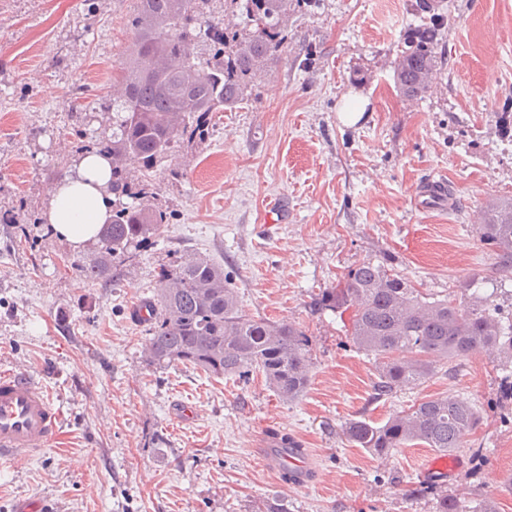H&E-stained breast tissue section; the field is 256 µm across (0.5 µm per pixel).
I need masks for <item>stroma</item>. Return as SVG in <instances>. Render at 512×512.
Returning <instances> with one entry per match:
<instances>
[{
	"label": "stroma",
	"mask_w": 512,
	"mask_h": 512,
	"mask_svg": "<svg viewBox=\"0 0 512 512\" xmlns=\"http://www.w3.org/2000/svg\"><path fill=\"white\" fill-rule=\"evenodd\" d=\"M296 0L281 52L258 70L235 109L212 116L203 141L164 158L156 202L168 214L134 260L107 282L44 221L52 184L111 135L112 100L133 39L136 0H0V371L34 372L62 415L57 444L0 459V512L19 497L53 512H432L434 497L490 498L512 512V400L499 384L512 359L476 352L375 398L373 356L357 350L323 290L364 261L392 266L424 293L464 299L512 294V269L478 235L486 202L512 198V0H447L436 53L439 85L410 100L393 63L421 18L416 0ZM367 99L343 125L349 91ZM443 179L460 200L421 212L412 197ZM280 201L288 221L270 224ZM179 254L220 264L241 310L286 320L311 339L309 381L281 401L261 372L215 377L189 365L149 367L147 324L130 317L156 298L158 271ZM454 395L482 420L457 449L452 477L419 476L432 450L385 459L342 427L384 424L418 402ZM194 417L175 418L182 402ZM312 455L302 489L264 469L253 450L269 430Z\"/></svg>",
	"instance_id": "obj_1"
}]
</instances>
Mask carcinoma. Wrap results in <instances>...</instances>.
Wrapping results in <instances>:
<instances>
[{
  "mask_svg": "<svg viewBox=\"0 0 512 512\" xmlns=\"http://www.w3.org/2000/svg\"><path fill=\"white\" fill-rule=\"evenodd\" d=\"M243 25L213 15L211 0H137L134 39L121 63V94L112 99V138L99 146L112 154V219L95 256L82 265L98 280L134 257L132 249L155 236L166 211L155 204L152 173L180 143L205 137L212 113L232 110L245 96L253 72L267 66L284 43L291 0H232ZM424 22L405 38L393 80L405 97L430 89L437 71L436 32L446 24L444 0H418ZM139 172L135 179L128 169ZM479 237L512 269V201L493 199L484 210ZM165 288L150 306L147 357L166 369L190 365L207 374L246 379L261 372L283 401L298 398L309 377L310 338L298 326L249 316L238 306L224 268L186 254L159 269ZM320 310L351 312V340L379 360L375 394L392 395L435 371V359L460 360L478 352L512 358V316L489 300H429L393 269L364 261L336 287L322 292ZM480 422L477 410L452 395L415 404L376 425L364 418L345 423L347 440L384 459L410 443L441 452L461 447ZM434 512H496L446 494Z\"/></svg>",
  "mask_w": 512,
  "mask_h": 512,
  "instance_id": "carcinoma-1",
  "label": "carcinoma"
}]
</instances>
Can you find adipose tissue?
<instances>
[{"instance_id": "obj_1", "label": "adipose tissue", "mask_w": 512, "mask_h": 512, "mask_svg": "<svg viewBox=\"0 0 512 512\" xmlns=\"http://www.w3.org/2000/svg\"><path fill=\"white\" fill-rule=\"evenodd\" d=\"M112 200L111 159L91 150L51 187L45 219L54 235L79 249L98 239L112 217Z\"/></svg>"}]
</instances>
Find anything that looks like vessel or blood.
I'll return each instance as SVG.
<instances>
[{"instance_id":"b4317fda","label":"vessel or blood","mask_w":512,"mask_h":512,"mask_svg":"<svg viewBox=\"0 0 512 512\" xmlns=\"http://www.w3.org/2000/svg\"><path fill=\"white\" fill-rule=\"evenodd\" d=\"M450 198L444 180H431L416 192L413 204L420 210L439 208ZM59 431L60 415L29 371L0 374L1 458L39 452L57 440ZM257 460L265 469L287 476L292 487L307 486L313 479L307 450L298 443L283 442L279 434L262 435Z\"/></svg>"}]
</instances>
